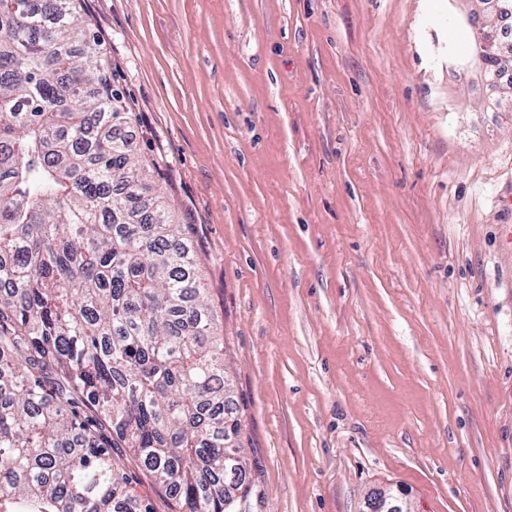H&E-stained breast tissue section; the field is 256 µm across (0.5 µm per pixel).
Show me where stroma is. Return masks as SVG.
<instances>
[{"label": "stroma", "mask_w": 512, "mask_h": 512, "mask_svg": "<svg viewBox=\"0 0 512 512\" xmlns=\"http://www.w3.org/2000/svg\"><path fill=\"white\" fill-rule=\"evenodd\" d=\"M477 0H80L230 355L239 512H512V112ZM475 31L472 32L471 48L482 68L485 81L493 86H498V84L500 87L507 85L512 97V81L500 84L502 74L509 70V66L512 69V38L503 35L501 26L494 32L495 43L487 45L477 38ZM499 45L503 49L506 47L510 49L511 55L505 56V54L499 52ZM398 498L391 492L390 489H379L370 493L365 501L366 512H397L401 506L397 503ZM400 511L409 512L407 509Z\"/></svg>", "instance_id": "1"}]
</instances>
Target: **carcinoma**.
<instances>
[{"mask_svg": "<svg viewBox=\"0 0 512 512\" xmlns=\"http://www.w3.org/2000/svg\"><path fill=\"white\" fill-rule=\"evenodd\" d=\"M494 35L471 48L496 86ZM127 119L75 0H0V512H154L146 481L179 512L248 492L224 337Z\"/></svg>", "mask_w": 512, "mask_h": 512, "instance_id": "carcinoma-1", "label": "carcinoma"}]
</instances>
